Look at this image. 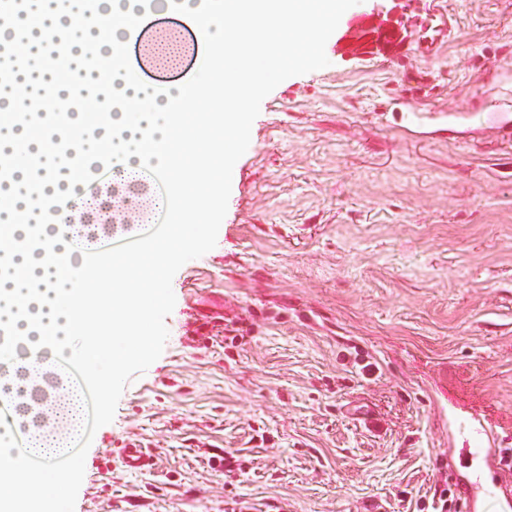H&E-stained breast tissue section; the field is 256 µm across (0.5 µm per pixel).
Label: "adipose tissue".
Listing matches in <instances>:
<instances>
[{
  "label": "adipose tissue",
  "instance_id": "obj_1",
  "mask_svg": "<svg viewBox=\"0 0 512 512\" xmlns=\"http://www.w3.org/2000/svg\"><path fill=\"white\" fill-rule=\"evenodd\" d=\"M29 3L24 16L0 19L1 47L22 32L32 45L64 42L80 49L95 41L122 58L162 10L192 27L201 44L224 51L223 109L192 111L201 84L161 90L121 63L110 78L112 120L98 137H86L78 113L63 126L0 131V147L35 149L47 171H68L64 183H51L36 204L22 195L24 180L0 189V198L11 202L0 219V238L30 242L19 254L0 256V267L11 270L8 286L0 285V512H59V492L72 473H57L50 484L36 477L34 458L46 431L21 411L19 390L42 383L63 358L77 360L101 386L121 375L127 360L150 352L147 322L165 300L154 285L165 280L168 266L199 231L181 222L182 210L214 200L221 165L246 135L250 115L240 97L243 84H267L288 68L314 65L318 31L344 14L351 0H98L90 19L79 12L80 0H70L67 10L52 0ZM84 86L77 74L65 86L30 77L24 89L0 88V112L17 111L35 96L56 101ZM106 159L113 168H146L168 181L172 221L142 248L107 256L111 273L81 289L76 268L57 256L75 240L78 227L61 223L53 209Z\"/></svg>",
  "mask_w": 512,
  "mask_h": 512
}]
</instances>
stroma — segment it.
I'll list each match as a JSON object with an SVG mask.
<instances>
[{
  "label": "stroma",
  "instance_id": "35a3bbf8",
  "mask_svg": "<svg viewBox=\"0 0 512 512\" xmlns=\"http://www.w3.org/2000/svg\"><path fill=\"white\" fill-rule=\"evenodd\" d=\"M381 2L353 0L317 65L244 88L152 353L82 390L65 446L101 467L72 512H420L474 467L450 391L512 448V0H395L394 61L358 41ZM127 55L158 86L200 77ZM131 438L153 469L107 456Z\"/></svg>",
  "mask_w": 512,
  "mask_h": 512
}]
</instances>
